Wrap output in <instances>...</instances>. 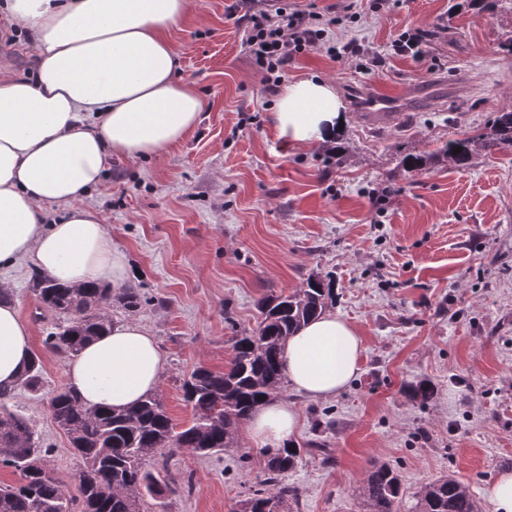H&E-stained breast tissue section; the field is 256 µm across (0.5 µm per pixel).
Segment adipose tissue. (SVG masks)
I'll return each mask as SVG.
<instances>
[{"label": "adipose tissue", "instance_id": "ef3b65f1", "mask_svg": "<svg viewBox=\"0 0 512 512\" xmlns=\"http://www.w3.org/2000/svg\"><path fill=\"white\" fill-rule=\"evenodd\" d=\"M9 23L29 33L34 78L0 76V270L32 264L65 284L122 287L129 269L101 214L80 205L113 158L161 157L200 122L204 101L174 69L170 30L194 0H5ZM343 105L320 78L288 84L276 102L275 130L301 146L332 141ZM61 215L46 223L45 206ZM362 338L326 312L285 343L292 387L335 398L360 372ZM32 355L29 321L0 302V386L16 387ZM164 354L137 321L116 322L73 358L68 381L90 405L122 409L157 389ZM296 409L273 399L253 414L256 445L292 439Z\"/></svg>", "mask_w": 512, "mask_h": 512}]
</instances>
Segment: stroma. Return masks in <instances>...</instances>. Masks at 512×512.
<instances>
[{"label":"stroma","mask_w":512,"mask_h":512,"mask_svg":"<svg viewBox=\"0 0 512 512\" xmlns=\"http://www.w3.org/2000/svg\"><path fill=\"white\" fill-rule=\"evenodd\" d=\"M230 2L196 0L171 33L175 72L204 100L198 126L162 158L114 159L84 200L126 253L128 286L151 300L133 313L112 305V320L140 321L158 339L166 366L157 392L182 426L193 416L183 378L227 365L231 336L257 325V300L331 274L332 310L363 340L360 374L331 400L284 394L299 412L294 441L305 450L288 475L301 492L292 512H364L359 491L373 459L394 467L410 494L456 475L482 512H493L486 490L512 472V147L464 167L435 154L512 109V0L494 9L485 0H391L380 13L360 0L367 13L343 23L344 35L382 55V67L336 62L317 47L283 78L316 76L335 89L344 126L333 150L276 133L280 91L247 55V22L228 17ZM426 26L436 35L422 60L392 54L397 34ZM35 64L29 37L0 19V71L27 78ZM412 79L444 85L442 100L391 128L358 123L363 89ZM409 154L426 165L404 169ZM32 273L24 266L5 281L32 324L43 387L9 407L32 420L51 450L49 474L73 492L81 463L46 405L66 384L69 361L43 346L55 318H35ZM422 379L434 385L424 404L405 394ZM316 442L329 461L311 453ZM263 462L240 428L222 454L171 459L168 472H190L192 492L146 499L143 510L237 512Z\"/></svg>","instance_id":"35a3bbf8"}]
</instances>
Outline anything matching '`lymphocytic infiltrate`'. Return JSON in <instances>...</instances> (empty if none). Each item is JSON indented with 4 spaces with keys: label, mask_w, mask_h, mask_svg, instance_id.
<instances>
[{
    "label": "lymphocytic infiltrate",
    "mask_w": 512,
    "mask_h": 512,
    "mask_svg": "<svg viewBox=\"0 0 512 512\" xmlns=\"http://www.w3.org/2000/svg\"><path fill=\"white\" fill-rule=\"evenodd\" d=\"M247 8L245 50L261 69L269 87L280 84L289 63L319 43H327L334 61L356 58L381 66L382 60L368 46L353 39L335 40L333 28L339 22L332 10L297 7L294 0H233L228 14Z\"/></svg>",
    "instance_id": "obj_1"
}]
</instances>
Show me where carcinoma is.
Here are the masks:
<instances>
[{"instance_id": "cac0c4a2", "label": "carcinoma", "mask_w": 512, "mask_h": 512, "mask_svg": "<svg viewBox=\"0 0 512 512\" xmlns=\"http://www.w3.org/2000/svg\"><path fill=\"white\" fill-rule=\"evenodd\" d=\"M493 143L512 144V110L498 113L489 132L451 141L440 155L448 165L460 167ZM458 147L461 151L454 152ZM334 286L331 275L317 273L288 294L262 297L257 302V328L231 338L232 358L224 370L200 367L183 381L184 399L193 409L187 426L176 427L156 393L133 407L110 410L86 405L67 385L52 391L48 406L83 463L77 473V498L47 475L51 449L43 447L30 419L7 406L18 389L41 390L42 361L33 356L18 388H0V466L19 474L16 484L0 485V512H141L147 495L181 493L190 480L170 477L161 486L157 465L167 466L177 454L208 457L237 443L241 426L254 410L284 391L283 343L333 306ZM31 290L41 302L35 317H64L43 341L46 350L63 357L76 356L112 325V303L129 311L145 303L135 288L65 286L37 272L31 276ZM303 452L293 444L266 449L254 490L242 501L240 512H291L298 491L288 485L287 477ZM362 494L368 512H398L405 498L397 470L376 459L369 464ZM415 499L410 512H478L470 487L451 475L424 483Z\"/></svg>"}]
</instances>
